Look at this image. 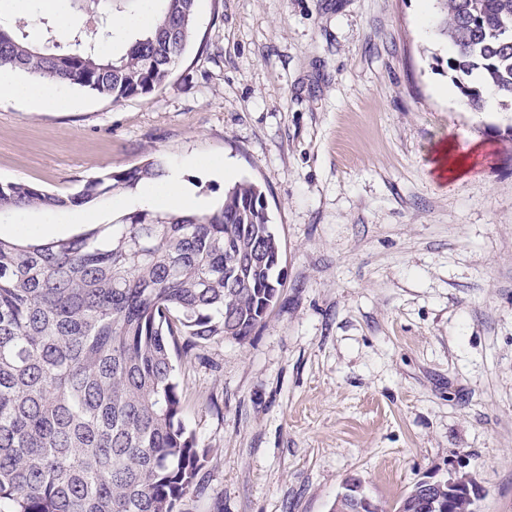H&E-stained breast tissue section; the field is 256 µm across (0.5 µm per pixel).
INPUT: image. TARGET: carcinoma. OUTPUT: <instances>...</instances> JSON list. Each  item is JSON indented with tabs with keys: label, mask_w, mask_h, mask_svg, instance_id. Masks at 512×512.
Wrapping results in <instances>:
<instances>
[{
	"label": "carcinoma",
	"mask_w": 512,
	"mask_h": 512,
	"mask_svg": "<svg viewBox=\"0 0 512 512\" xmlns=\"http://www.w3.org/2000/svg\"><path fill=\"white\" fill-rule=\"evenodd\" d=\"M62 36L46 13L0 8V69L114 103L162 89L194 39L197 0H160L155 26L110 57L112 18ZM448 68L474 110L512 103V0H439ZM42 29L29 40V27ZM163 175L108 172L73 195L0 183V210L80 206ZM280 240L242 181L204 214L148 209L43 243L0 237V512H177L209 448L182 421L178 340L245 341L276 304Z\"/></svg>",
	"instance_id": "1"
}]
</instances>
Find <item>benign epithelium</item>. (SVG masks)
<instances>
[{"mask_svg":"<svg viewBox=\"0 0 512 512\" xmlns=\"http://www.w3.org/2000/svg\"><path fill=\"white\" fill-rule=\"evenodd\" d=\"M483 498L481 486L466 472L458 467L448 470L441 477L427 476L406 495V501L418 500L427 502L432 512H443L458 501L469 512H478L479 502ZM356 512H392L377 503L365 490L360 478L348 477L336 495V510L345 512L349 507Z\"/></svg>","mask_w":512,"mask_h":512,"instance_id":"obj_1","label":"benign epithelium"}]
</instances>
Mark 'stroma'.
<instances>
[{
    "instance_id": "1",
    "label": "stroma",
    "mask_w": 512,
    "mask_h": 512,
    "mask_svg": "<svg viewBox=\"0 0 512 512\" xmlns=\"http://www.w3.org/2000/svg\"><path fill=\"white\" fill-rule=\"evenodd\" d=\"M438 0H198L164 88L0 97V182L69 195L161 162L219 205L265 193L281 296L246 342L175 363L209 448L181 512L389 505L464 465L512 512V109L460 108ZM428 31H421V20ZM480 145L464 175L430 165ZM356 511L352 512H403L402 507L397 510L383 508L365 490L359 477L349 476L342 484L341 490L336 495V511H346L352 506Z\"/></svg>"
}]
</instances>
